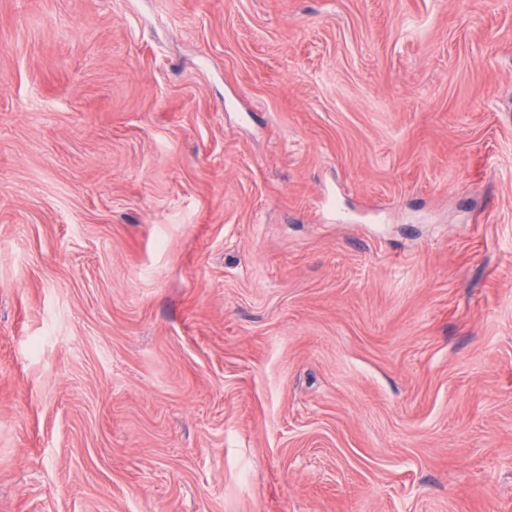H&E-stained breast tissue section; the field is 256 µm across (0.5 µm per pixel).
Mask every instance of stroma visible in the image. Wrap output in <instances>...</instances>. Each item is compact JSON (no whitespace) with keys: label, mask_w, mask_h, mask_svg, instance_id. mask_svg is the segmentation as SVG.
I'll list each match as a JSON object with an SVG mask.
<instances>
[{"label":"stroma","mask_w":512,"mask_h":512,"mask_svg":"<svg viewBox=\"0 0 512 512\" xmlns=\"http://www.w3.org/2000/svg\"><path fill=\"white\" fill-rule=\"evenodd\" d=\"M0 512H512V0H0Z\"/></svg>","instance_id":"obj_1"}]
</instances>
